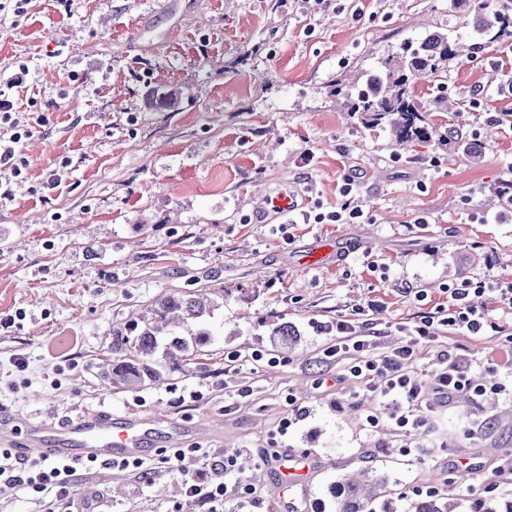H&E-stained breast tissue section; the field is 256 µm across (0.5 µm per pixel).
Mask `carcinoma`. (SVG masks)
<instances>
[{"label":"carcinoma","mask_w":512,"mask_h":512,"mask_svg":"<svg viewBox=\"0 0 512 512\" xmlns=\"http://www.w3.org/2000/svg\"><path fill=\"white\" fill-rule=\"evenodd\" d=\"M472 29L485 42L512 37V5L491 6L490 0H474ZM463 46L448 33L428 31L387 51L359 81L347 86L344 106L365 124L389 130L397 143L428 137L426 113L413 99L408 78L433 75L462 55ZM223 290L205 289L166 294L157 298L147 320L129 319L112 328L109 356L102 360L101 375L112 384L138 390L163 376L157 354L175 366L192 348L206 345L212 333L208 321L218 307ZM388 476L383 473H349L329 489L339 512H364L367 504L383 499L385 512H393L386 498ZM413 512H453L448 498L427 497L413 504Z\"/></svg>","instance_id":"cac0c4a2"}]
</instances>
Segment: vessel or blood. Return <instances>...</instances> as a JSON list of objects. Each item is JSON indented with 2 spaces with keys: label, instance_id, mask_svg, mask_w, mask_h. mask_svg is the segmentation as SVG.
Listing matches in <instances>:
<instances>
[{
  "label": "vessel or blood",
  "instance_id": "1",
  "mask_svg": "<svg viewBox=\"0 0 512 512\" xmlns=\"http://www.w3.org/2000/svg\"><path fill=\"white\" fill-rule=\"evenodd\" d=\"M258 208L272 213L281 221H288L297 205L286 194L264 195L257 202ZM154 421L150 414L113 418L111 413H95L69 419L49 418L30 422L17 428L0 421V445H12L16 434L25 437L26 454L38 453L58 459L113 462L139 457L153 433ZM315 468L314 461L303 454L289 455L281 466L282 485L288 493L280 501V512H299L305 502L307 477Z\"/></svg>",
  "mask_w": 512,
  "mask_h": 512
}]
</instances>
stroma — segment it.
<instances>
[{"label":"stroma","instance_id":"obj_1","mask_svg":"<svg viewBox=\"0 0 512 512\" xmlns=\"http://www.w3.org/2000/svg\"><path fill=\"white\" fill-rule=\"evenodd\" d=\"M470 19L468 0H30L20 18L0 0V79L28 66L12 100L31 127L25 179L0 167V411L157 420L149 478L97 466L81 471L79 493L112 512H185V488L160 458L200 446L195 470L229 449L238 458L224 512H276L277 459L292 451L318 460L307 496L327 512L330 486L359 470L388 474L397 512H412L417 487L474 512L512 467V369L490 359L511 338L444 332L421 348L411 369L423 384L450 350L490 390L434 406L405 432L394 401L325 357L312 329L375 302L381 355L447 308L449 289L479 281L489 288L474 304L512 325L492 288L512 282V223L493 221L512 182V94L500 92L512 40L413 83L428 138L393 143L348 117L337 94L406 36L452 24L466 34ZM155 91L173 105L152 103ZM351 170L364 220L317 222L340 209ZM282 190L303 204L295 223L253 216L258 196ZM320 245L332 248L323 264H304ZM183 288L224 291L210 343L140 390L104 381L113 327ZM283 325L296 335L287 349Z\"/></svg>","mask_w":512,"mask_h":512}]
</instances>
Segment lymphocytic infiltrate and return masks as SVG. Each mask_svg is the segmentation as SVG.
Listing matches in <instances>:
<instances>
[{"label": "lymphocytic infiltrate", "mask_w": 512, "mask_h": 512, "mask_svg": "<svg viewBox=\"0 0 512 512\" xmlns=\"http://www.w3.org/2000/svg\"><path fill=\"white\" fill-rule=\"evenodd\" d=\"M469 289L455 288L450 292L448 308L421 316L406 327L400 346L386 355L374 352L375 341L366 328L354 325L347 319L317 323L318 334L327 336L326 356H353L350 374L362 382L379 380L381 395L394 397L398 403L395 413L398 428L411 431L420 423L422 384L412 373L411 363L417 348L429 345L442 331L462 335L499 336L505 328L500 321L479 309L469 300ZM441 367L434 377V390L439 402L467 393L484 396L483 388L475 386L462 368L460 355L441 352ZM186 453L176 450L165 455L164 464L183 476V486L188 496L199 499L205 512H224V496L228 487L223 475L228 469L224 459L213 460L209 469L188 471ZM89 461L77 462L48 457L22 458L7 448H0V494L18 487L37 493L54 492L66 512H90L88 504L75 490V476L79 469L89 468Z\"/></svg>", "instance_id": "lymphocytic-infiltrate-1"}]
</instances>
